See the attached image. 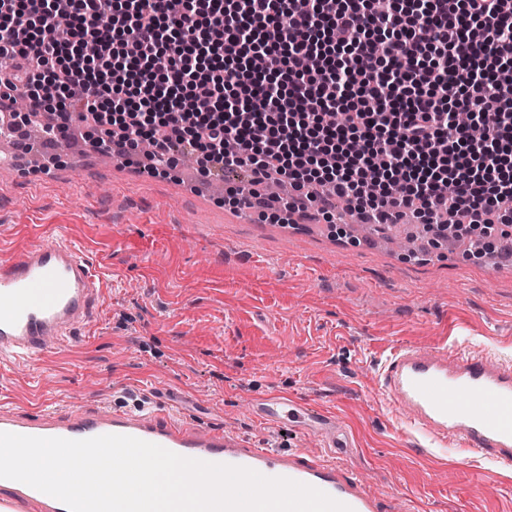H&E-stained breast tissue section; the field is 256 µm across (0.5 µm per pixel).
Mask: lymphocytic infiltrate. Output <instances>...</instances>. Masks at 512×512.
Returning a JSON list of instances; mask_svg holds the SVG:
<instances>
[{
	"label": "lymphocytic infiltrate",
	"mask_w": 512,
	"mask_h": 512,
	"mask_svg": "<svg viewBox=\"0 0 512 512\" xmlns=\"http://www.w3.org/2000/svg\"><path fill=\"white\" fill-rule=\"evenodd\" d=\"M68 5L61 31L53 0H0V83L61 124L149 141L160 164L198 153L210 173L279 177L310 200L323 188L383 224L438 231L450 212L488 241L512 224V0Z\"/></svg>",
	"instance_id": "lymphocytic-infiltrate-1"
}]
</instances>
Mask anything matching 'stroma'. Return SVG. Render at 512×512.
I'll list each match as a JSON object with an SVG mask.
<instances>
[{"label":"stroma","mask_w":512,"mask_h":512,"mask_svg":"<svg viewBox=\"0 0 512 512\" xmlns=\"http://www.w3.org/2000/svg\"><path fill=\"white\" fill-rule=\"evenodd\" d=\"M24 170L0 164V258L59 237L94 263L92 324L32 365L0 361V405L129 407L254 438L252 396L301 398L336 414L333 458L421 512H512V470L418 451L375 384L393 346L469 342L512 357V266L427 244L403 256L341 223L280 224L229 202L200 166L157 173L125 156Z\"/></svg>","instance_id":"35a3bbf8"}]
</instances>
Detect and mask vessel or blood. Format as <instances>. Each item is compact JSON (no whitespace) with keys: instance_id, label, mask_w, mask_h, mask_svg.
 I'll return each mask as SVG.
<instances>
[{"instance_id":"b4317fda","label":"vessel or blood","mask_w":512,"mask_h":512,"mask_svg":"<svg viewBox=\"0 0 512 512\" xmlns=\"http://www.w3.org/2000/svg\"><path fill=\"white\" fill-rule=\"evenodd\" d=\"M102 283L92 262L64 240L0 259V358L30 361L74 339L93 322ZM376 381L407 431L423 446L458 448L512 469V362L469 345L393 348ZM251 413L269 428L288 426L322 441L324 450L282 448L224 427L166 418L158 410L78 406L68 413L0 407V432L87 439L119 434L181 456L252 469L313 486L351 512H412L385 502L360 476L330 460L339 422L334 414L281 395L252 399ZM0 512H67L24 483L0 479Z\"/></svg>"}]
</instances>
